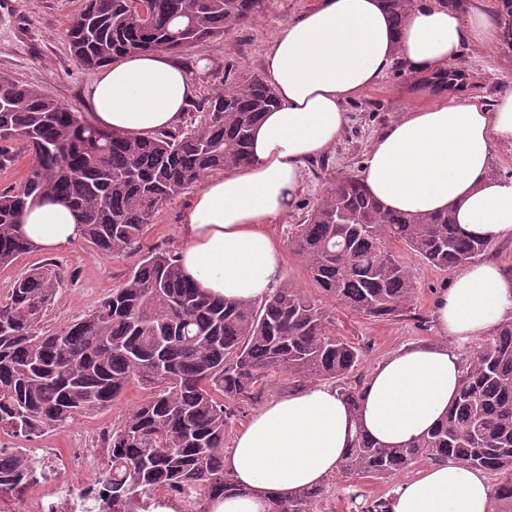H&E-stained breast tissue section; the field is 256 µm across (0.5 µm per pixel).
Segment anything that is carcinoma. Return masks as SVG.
<instances>
[{
  "mask_svg": "<svg viewBox=\"0 0 512 512\" xmlns=\"http://www.w3.org/2000/svg\"><path fill=\"white\" fill-rule=\"evenodd\" d=\"M265 0H83L66 29L71 53L89 69L131 53L179 52L241 26ZM413 0H385L393 26ZM459 70L419 76L414 88L441 94ZM277 104L261 77L231 82L203 104L198 123L149 138L99 128L47 91L0 73V167L35 157L24 186L0 191V265L33 251L20 231L24 210L51 198L77 215L82 238L104 256L139 259L122 285L60 331L39 327L63 286L51 264L20 275L0 300V432L34 438L78 416L112 408L133 381L149 397L112 426L102 488L112 512H147L159 491L205 499L235 489L224 470L230 401H258L265 379H342L360 361L326 332L321 305L295 288L262 301L201 293L170 250L140 254L159 208L212 171L250 161L252 128ZM406 245L428 264L454 269L492 254L495 242L463 232L452 212L385 209L361 180L346 178L294 225L290 245L312 281L346 307L374 318L399 313L416 291L412 272L388 250ZM426 461H455L497 476L492 512H512V321L463 361L461 386L442 421L403 448H383L357 430L342 470L386 477ZM34 455L0 462V493L34 479ZM324 487L272 501L270 512H315Z\"/></svg>",
  "mask_w": 512,
  "mask_h": 512,
  "instance_id": "obj_1",
  "label": "carcinoma"
}]
</instances>
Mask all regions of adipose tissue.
<instances>
[{"label":"adipose tissue","instance_id":"adipose-tissue-1","mask_svg":"<svg viewBox=\"0 0 512 512\" xmlns=\"http://www.w3.org/2000/svg\"><path fill=\"white\" fill-rule=\"evenodd\" d=\"M512 48V0H414L393 27L384 0H316L280 25L266 53L278 103L254 127L248 164L208 175L181 226L183 274L203 293L259 300L280 277L281 245L268 231L306 188V164L341 137L343 105L375 87L393 64L416 74L447 71L464 47ZM192 76L161 51L105 67L88 89L93 125L149 137L178 125L195 98ZM512 146V91L493 105L449 95L409 109L371 143L362 182L389 210L452 211L469 234L512 238V181L492 173L497 147ZM23 235L41 251L68 247L82 226L68 207L27 208ZM454 346L409 347L380 362L350 406L327 385L270 399L224 455L234 491L208 512H268L321 486L339 470L355 429L401 448L439 423L461 380L455 345L512 318V279L492 264L454 274L435 305ZM390 512H491V487L448 462L426 467L395 491Z\"/></svg>","mask_w":512,"mask_h":512}]
</instances>
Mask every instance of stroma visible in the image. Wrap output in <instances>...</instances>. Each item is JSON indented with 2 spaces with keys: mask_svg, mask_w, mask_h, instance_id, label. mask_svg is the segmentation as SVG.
Segmentation results:
<instances>
[{
  "mask_svg": "<svg viewBox=\"0 0 512 512\" xmlns=\"http://www.w3.org/2000/svg\"><path fill=\"white\" fill-rule=\"evenodd\" d=\"M313 2L267 0L265 9L256 18L224 37L172 54V61L190 71L199 88L197 99L185 111V122L198 119L201 99L222 88L225 77L241 83L265 76L264 58L274 32L281 24L296 19ZM80 7V0H0V72L41 87L85 117L89 114L86 93L96 73L76 61L64 37L70 17ZM460 63L467 75L465 87L460 91L462 97L477 98L490 105L502 92L512 89L511 49L469 48ZM414 79V74L403 65L393 64L376 87L345 103L348 123L343 136L325 155L308 164L305 192L291 211L269 227L270 233L284 245L282 284L300 289L321 304L328 317V333L361 352L360 364L345 379L352 387L363 386L379 362L402 348L443 343L435 323L434 307L439 295L448 290L452 274L429 266L402 243L390 242L394 257L412 270L417 292L399 316L372 318L320 292L302 258L288 248V231L292 225L301 223L307 210L332 184L348 177H361L369 145L382 130L408 109L433 101V94L413 90ZM194 195V189L190 188L163 204L141 239L142 251L181 248L179 229ZM47 259L56 265L65 283L42 318L41 327L45 330H56L81 319L124 282L133 265L130 258L101 255L80 240L51 254L36 250L20 256L9 266L0 267V298L20 274ZM147 394L142 385L130 384L111 411L77 417L70 425L30 441L20 440L19 445L71 447L76 433H89L120 421L143 403ZM418 472L414 466L408 473L378 479H359L336 472L324 484L325 493L317 512H352L358 503L391 501L407 477Z\"/></svg>",
  "mask_w": 512,
  "mask_h": 512,
  "instance_id": "1",
  "label": "stroma"
}]
</instances>
